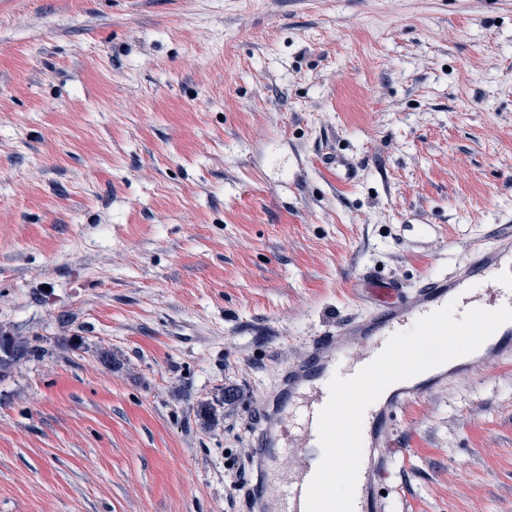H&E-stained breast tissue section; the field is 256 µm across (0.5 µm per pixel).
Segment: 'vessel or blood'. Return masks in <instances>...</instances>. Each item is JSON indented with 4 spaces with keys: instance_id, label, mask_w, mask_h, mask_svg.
I'll return each instance as SVG.
<instances>
[{
    "instance_id": "1",
    "label": "vessel or blood",
    "mask_w": 512,
    "mask_h": 512,
    "mask_svg": "<svg viewBox=\"0 0 512 512\" xmlns=\"http://www.w3.org/2000/svg\"><path fill=\"white\" fill-rule=\"evenodd\" d=\"M367 287L373 302L367 315L345 319L317 336L302 359L283 368L279 395L271 407L279 415L277 428H269L267 417L257 419L261 477L252 489V512H306L307 487L317 469L318 450L311 439L318 414L329 398L333 370L342 365L353 344L365 348L357 360L362 368L380 353L382 341L455 300L476 302L488 310L512 307V226L499 225L490 241L474 243L467 264L453 274L426 277L412 289L391 279L371 277ZM490 351L505 359L512 357V322L500 326L486 353L478 354L473 364L460 366V373L486 363ZM428 389L424 383L398 391L367 419L362 462L370 485H379L389 474L392 452L387 445L397 414ZM291 452L300 456L299 467L281 470L280 459Z\"/></svg>"
}]
</instances>
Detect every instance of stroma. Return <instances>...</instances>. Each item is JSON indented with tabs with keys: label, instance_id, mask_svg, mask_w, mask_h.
Segmentation results:
<instances>
[{
	"label": "stroma",
	"instance_id": "stroma-1",
	"mask_svg": "<svg viewBox=\"0 0 512 512\" xmlns=\"http://www.w3.org/2000/svg\"><path fill=\"white\" fill-rule=\"evenodd\" d=\"M507 221L512 0H0V512H248L282 365ZM390 442L512 512V359ZM39 352V346L31 345L27 339L0 332V379L5 378L18 363Z\"/></svg>",
	"mask_w": 512,
	"mask_h": 512
}]
</instances>
